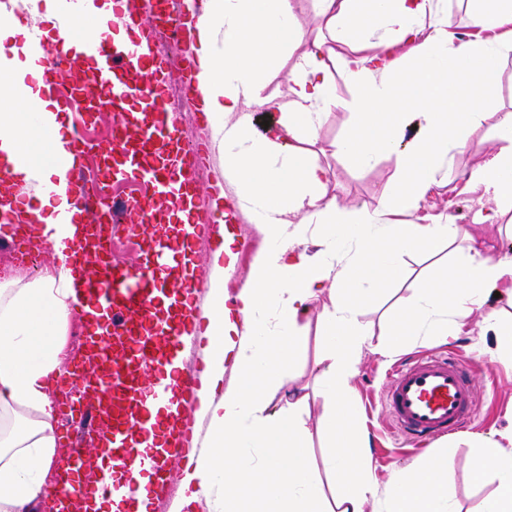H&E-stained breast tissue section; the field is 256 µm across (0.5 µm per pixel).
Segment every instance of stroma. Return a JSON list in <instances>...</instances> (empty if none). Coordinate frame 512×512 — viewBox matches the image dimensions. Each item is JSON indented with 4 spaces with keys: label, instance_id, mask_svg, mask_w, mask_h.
<instances>
[{
    "label": "stroma",
    "instance_id": "35a3bbf8",
    "mask_svg": "<svg viewBox=\"0 0 512 512\" xmlns=\"http://www.w3.org/2000/svg\"><path fill=\"white\" fill-rule=\"evenodd\" d=\"M355 115L341 107L330 112L317 130L310 149L314 157L330 169L329 195L347 208L375 207L384 189L396 175V162L383 158L371 165L358 168L335 156L333 144L354 121ZM500 146L487 138L486 127L472 132L465 148L451 152L449 168L440 185L432 187L416 210L393 215L396 224H445L461 228L457 248H465L469 240H477L485 255L496 259H512V233L504 224H482L480 210L489 208L490 202L482 190L468 188L466 178L483 165ZM237 189L233 184L224 186V212L229 213L228 228L234 236V267L224 275L225 290L240 291L245 285L254 260L265 247L266 238L260 231L253 211L237 207ZM496 294L486 297L483 306L467 317L456 320L448 329L447 338L418 337L412 352L444 348L468 360L474 389V421L471 432L492 438L512 433V363L498 360L494 337L485 329L488 314L512 315V280L496 284ZM409 295L404 284L395 283L365 303L360 315L368 333L381 337L386 331L389 311ZM321 303H313L300 317L307 338V347L293 369L294 387L304 389L310 399L304 414L309 428H316L323 412V402L313 394L321 368L317 363L320 338L317 317ZM393 359L371 350L364 351L352 380L361 415L371 440L375 480L386 487L399 469H408L422 456L421 450L399 437L384 406V396L391 378ZM453 454L448 474V492L457 512H478L483 499L494 489L493 477L475 482L471 474L469 449L463 433L448 435Z\"/></svg>",
    "mask_w": 512,
    "mask_h": 512
}]
</instances>
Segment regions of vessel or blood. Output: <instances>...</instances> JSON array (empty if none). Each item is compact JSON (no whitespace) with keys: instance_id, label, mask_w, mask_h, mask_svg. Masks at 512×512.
Instances as JSON below:
<instances>
[{"instance_id":"obj_1","label":"vessel or blood","mask_w":512,"mask_h":512,"mask_svg":"<svg viewBox=\"0 0 512 512\" xmlns=\"http://www.w3.org/2000/svg\"><path fill=\"white\" fill-rule=\"evenodd\" d=\"M84 13V0H57L55 23L67 27ZM197 18L175 10L173 0H113L111 24L133 30L117 46L109 38L88 39L85 57L91 66L70 77L68 98L100 87L113 106L136 101L139 115L122 114L108 146H94L95 180L83 177L80 160L66 171V193L84 214L95 208L91 182L133 180L139 197L113 202L109 217L158 223V206L185 211L186 243L174 246L157 231L142 261L119 266L108 260L109 240L101 221L86 225L88 255L76 283L75 307L84 318V370L76 375L66 402L70 419L69 453L56 486L58 495L78 505L89 473L90 450L104 441L121 468L147 472L167 481L168 467L204 452L193 408L203 388V366L188 367L201 356L199 326L184 307L199 308L200 296L187 243L218 223L215 214L200 216L196 203L201 169L217 144L211 136L186 143L181 115L168 106V61L158 45L171 37L189 43ZM27 57L34 70L46 69L45 38L31 33ZM10 181L0 167V229L31 225L42 241L50 233L34 223L29 197L8 191ZM474 397L465 362L431 353L400 363L394 370L385 405L395 431L425 442L467 428Z\"/></svg>"}]
</instances>
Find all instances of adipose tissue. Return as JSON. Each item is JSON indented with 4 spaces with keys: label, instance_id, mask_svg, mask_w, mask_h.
<instances>
[{
    "label": "adipose tissue",
    "instance_id": "1",
    "mask_svg": "<svg viewBox=\"0 0 512 512\" xmlns=\"http://www.w3.org/2000/svg\"><path fill=\"white\" fill-rule=\"evenodd\" d=\"M441 0H316L324 38H308L297 0H199L192 49L198 81L196 104L216 138L233 148L224 170L239 189L241 206L264 213L267 247L233 305L224 299V257L233 235L211 261L208 342L203 349L207 389L198 416L207 424L211 452L190 460L181 477L173 512L201 501L215 512H364L369 500L380 512H455L448 498L451 456L446 444L397 472L378 489L369 435L362 424L351 380L369 337L359 320L369 297L402 279L403 255H439L460 235L455 224H390L387 215L413 210L437 182L451 150L463 148L485 120L496 85L497 63L512 48V0H468L477 36L453 42ZM110 0H88L82 25L59 29L57 41L72 55L86 32L104 33ZM29 28L0 13V48L11 57L0 64V161L12 183H40L64 176L69 140L39 96L46 148L59 158L39 168L21 160L19 131L29 114L14 101L12 87L30 72ZM300 49L289 70L288 89L265 94L264 74L281 55ZM341 67L353 89L351 101L336 90L333 67ZM277 113L258 133L250 105ZM350 106L356 119L334 152L363 167L392 157L397 176L376 208L340 206L327 194L329 171L312 158L305 142L329 112ZM418 133L407 138L411 121ZM500 143L492 159L469 175L494 206L486 222L512 212V112L488 130ZM70 201L63 188L40 194L33 213L55 226L57 266L31 282H0V512H34L56 455V404L50 396L62 374V328L70 313L71 269L82 261V222L59 223ZM315 233L319 249L298 248ZM355 242L345 254V242ZM512 278V260H494L475 245L448 266L444 277L410 283L411 294L389 319L375 349L391 356L418 336H444L453 318L481 307L488 288ZM327 297L318 322L325 368L315 394L324 404L318 428L327 439L323 487L310 461V432L302 414L308 397L290 386L292 367L305 345L299 316ZM235 378L225 382V369ZM468 445L475 480L493 475L494 491L480 512H512V453L476 434ZM234 449L223 459L222 449Z\"/></svg>",
    "mask_w": 512,
    "mask_h": 512
}]
</instances>
